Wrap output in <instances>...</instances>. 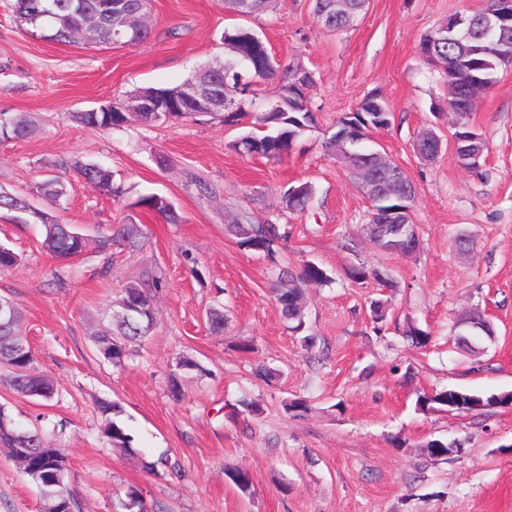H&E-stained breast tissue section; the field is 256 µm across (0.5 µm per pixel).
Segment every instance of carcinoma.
<instances>
[{
    "instance_id": "1",
    "label": "carcinoma",
    "mask_w": 512,
    "mask_h": 512,
    "mask_svg": "<svg viewBox=\"0 0 512 512\" xmlns=\"http://www.w3.org/2000/svg\"><path fill=\"white\" fill-rule=\"evenodd\" d=\"M100 0H14L13 11L19 23L27 30L36 32L47 27L54 31V41L69 43L68 27L81 20L80 9L97 5ZM272 0H224V6L231 13L248 18L256 17L268 11ZM367 0H345L344 7L338 8L333 0H313V12L320 24L330 30L342 32L352 26L353 22L365 10ZM259 35L255 29L236 25L224 30V43L232 56L224 61L210 62L207 67L221 84L226 107L218 113L222 121L233 123L239 115L236 110L238 100L248 94H257L256 85L260 81L277 80L276 90L266 99L265 111L256 116L261 133H249L231 144V148L247 155H260L268 160L279 161L290 152L292 145L315 127L316 111L309 91L314 86V76L301 63L282 64L275 56L251 55L239 53V46ZM112 19L104 16L99 25L90 32L89 40L98 45L112 44ZM422 41L431 43V55L425 62L438 69L444 80L451 81L462 95L464 106L455 113L454 123L460 125L467 135L480 136L470 123L472 108L465 105L470 97L468 86L470 80V62L481 59L492 60L505 53L512 52V29L494 34H472L471 39L460 41L448 34V27L440 26L426 33ZM296 92L293 102H288L284 93ZM194 116L192 112H79L74 115L79 123L102 130H119L134 120L146 126H155ZM394 112L376 95L366 96L358 104V110L348 112L336 121L337 131L331 135L328 145L337 152L348 151L354 157L368 156L373 149L365 146L369 136L356 141L339 142L336 136L344 132L349 125H371L377 131L389 127L394 122ZM29 134V125L22 116L7 117L0 113V136L3 138H21ZM59 172L36 187L37 195L56 204L66 195L64 176L76 172L85 183L99 188L112 196L120 198L126 194V188L114 182L112 172L96 164L84 163L76 159H62L58 162ZM283 204L290 212H304L318 204L314 186H309L305 196L299 199L288 197L283 192ZM135 205L164 216L167 220L176 219L174 205L167 198L155 194H143ZM43 246L60 260L67 261L74 251L81 247L76 239V228L71 224L51 221L45 225ZM236 235L238 246L246 251L261 254L271 262H276L281 246L289 238L288 225L274 222L259 223L251 214L240 211L235 224L231 225ZM143 231L138 224H119L111 229V234L101 240V248L106 250L113 243H119L131 250L139 247ZM381 249L390 254L406 255L413 253L419 243L409 244L398 233H393L384 241L377 243ZM22 256L13 248L0 243V271L16 267ZM346 276L353 282L374 279L385 281L384 274L364 264L353 265L346 271ZM281 284L277 302L283 318L296 323V328L303 325L301 307L302 286L306 284L323 285L331 281L327 270L308 261L295 273L281 269L278 273ZM162 291V278L146 274L133 284L124 288L121 298L112 311H121L126 307L135 309V315L128 318L112 319V334L102 337L103 346L112 349V364L123 362L128 345L142 340L149 334L147 324L154 323L155 303ZM24 333L20 313H15L13 320L0 324V367L9 372V385L17 393L43 400H50L55 395L52 382L34 372V352L16 354L15 346L23 339ZM512 395L509 393L482 396L478 393L455 388H443L423 392L418 395L417 407L421 411H457L470 412L478 408L490 409L498 405H507ZM104 417V434L112 447L124 452L134 453V437L128 432L120 419L121 406L113 401L99 404ZM27 448L33 460L43 472L41 481L35 483L40 496L41 506L46 512H53L58 503L66 504L70 512H76L77 503L67 489L65 476L68 471L67 457L62 449L45 440L38 431L21 430L9 425L0 428V452L10 459H15L20 449ZM428 457L448 459L458 454L460 443L456 440L442 442L432 440L425 445Z\"/></svg>"
}]
</instances>
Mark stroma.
<instances>
[{"label": "stroma", "mask_w": 512, "mask_h": 512, "mask_svg": "<svg viewBox=\"0 0 512 512\" xmlns=\"http://www.w3.org/2000/svg\"><path fill=\"white\" fill-rule=\"evenodd\" d=\"M483 2L369 0L339 33L322 27L311 0H277L272 14L249 19L274 56L301 62L315 79L318 124L274 163L231 147L252 130L258 98L243 102L234 124L199 117L100 131L73 118L140 87L180 84L222 59V34L239 22L224 0H149L150 39L108 48L46 41L19 26L14 0H0V112L26 114L33 125L24 138L0 139V188L34 199L55 162L77 156L111 169L127 189L116 198L73 174L63 205L44 204L88 240L61 280L57 260L41 247V225L0 211V242L23 256L0 272V297L19 307L37 369L56 389L45 401L0 382V405L16 426L38 428L60 445L80 512H130L133 492L155 512H512V408L425 413L416 406L420 393L445 386L512 392V65L500 69L470 116L486 151L479 169L468 171L443 110L447 88L418 53L427 32ZM371 93L395 114L374 132L375 146L416 187L412 221L421 247L409 256L368 240L371 203L325 146L336 119ZM426 128L442 140L429 161L414 149ZM198 180L216 195H199ZM304 182L316 188L319 205L283 214L284 187ZM145 193L171 200L178 222L137 208ZM242 209L258 222L289 224L281 265L312 261L329 271L331 283L307 287L303 300L306 331L323 343V359H308L282 318L270 261L238 248L229 227ZM127 220L144 225L143 247L115 246L104 259L98 237ZM462 237L470 250L460 248ZM357 262L386 270L391 284L346 280ZM151 272L166 280L156 326L113 365L95 335L122 289ZM374 299L388 311L379 325ZM218 305L226 322L215 333L206 312ZM472 311L495 330L476 356L452 333ZM411 325L429 332L427 346L403 341ZM244 340L246 352L238 348ZM183 356L201 369L182 375L175 399L168 382ZM260 364L275 370L272 381L254 377ZM296 397L307 399L309 411H285ZM103 400L123 407L135 454L104 436ZM248 401L258 413L245 410ZM432 439L460 441L464 451L430 459L424 445ZM162 457L178 463L180 475L145 469ZM233 468L250 473L249 493L227 478ZM39 507L36 488L0 454V512Z\"/></svg>", "instance_id": "35a3bbf8"}]
</instances>
